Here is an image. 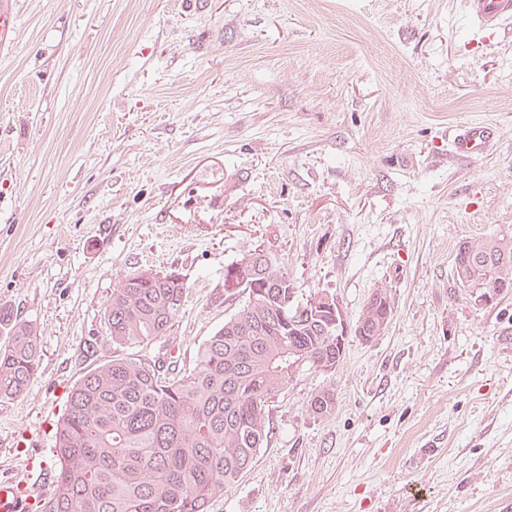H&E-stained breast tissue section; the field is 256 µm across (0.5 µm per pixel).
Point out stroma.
Returning a JSON list of instances; mask_svg holds the SVG:
<instances>
[{
  "instance_id": "obj_1",
  "label": "stroma",
  "mask_w": 512,
  "mask_h": 512,
  "mask_svg": "<svg viewBox=\"0 0 512 512\" xmlns=\"http://www.w3.org/2000/svg\"><path fill=\"white\" fill-rule=\"evenodd\" d=\"M0 53V304L41 360L0 399V477L56 466L69 390L114 349L136 268L176 271L196 352L241 306L226 267L274 252L302 297L393 312L267 409L271 437L209 512H500L512 501V291L475 303L459 245L512 230V26L480 41L463 0H17ZM495 144L469 161L449 129ZM333 388L336 410L313 415ZM493 141L490 127L479 123L461 125L448 134V154L460 160L470 159L488 153Z\"/></svg>"
}]
</instances>
